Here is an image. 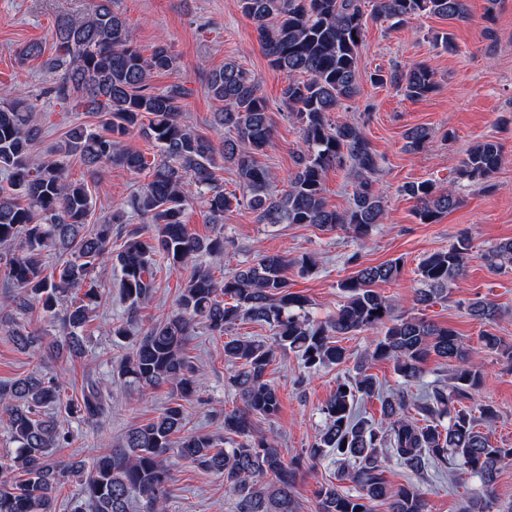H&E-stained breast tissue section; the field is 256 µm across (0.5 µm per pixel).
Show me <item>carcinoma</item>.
Instances as JSON below:
<instances>
[{
  "instance_id": "cac0c4a2",
  "label": "carcinoma",
  "mask_w": 512,
  "mask_h": 512,
  "mask_svg": "<svg viewBox=\"0 0 512 512\" xmlns=\"http://www.w3.org/2000/svg\"><path fill=\"white\" fill-rule=\"evenodd\" d=\"M370 3L371 15L393 26L424 15L469 19L468 0ZM239 7L252 20L270 66L286 75L282 100L302 132L288 189L281 192L257 160L273 139L269 104L258 79L234 60L205 74L208 94L224 103L213 113V126L224 130V138L215 141L187 124L184 85L173 83L159 91L150 87L151 76L175 69L177 57L165 43L144 56L129 22L112 9V0H99L86 17L58 19L54 52L45 60L48 70L58 75L51 89L55 98L96 113L103 132L74 126L66 133L60 158L33 167L30 151L42 138L35 108L16 89L0 85V172L10 184L8 190L0 189V243L16 244L6 263L0 305L22 316L40 305L62 332L55 351L77 357L85 351L83 331L102 298L99 268L111 267L126 304L125 317L105 332L127 339L133 336L141 305L154 293L158 262L172 268L191 265L177 308L136 337L119 374L141 392L168 385L184 398L193 396L202 382L185 346L195 326L202 324L226 337V384L240 398V406L224 412L221 441L186 431L177 403L149 422L131 426L121 446L99 455L89 468L82 460L54 457L78 433L47 410L62 405L70 418L89 427L110 412L112 392L88 378L81 397L65 401L62 382L42 374L0 385V419L7 418L14 445L0 455V512H55L56 493L73 483L77 492L71 497L72 512H129L134 500L142 502L144 512H166L176 460L222 478L235 512H295L296 466L285 462L275 435H256L252 429V418L272 420L280 410L278 392L266 379L268 366L277 351L294 353L303 369L301 383L305 374L348 359L339 337L374 330L380 335L322 406L325 425L307 452L312 461L335 459L336 480L352 483L354 491L321 486L318 512H373L376 500L389 502V512H428L415 485L387 483L384 472L391 462L414 475L429 469L475 475L484 499L470 500L462 512H492L497 474L502 464L512 461V447L491 442L497 417L493 405L475 410L468 406L485 375L472 360L467 339L422 316L396 314L397 304L374 288L399 276L402 259L366 265L359 253L351 254L348 263L355 271L338 283L343 303L325 321L309 316L308 298L291 291L285 275L290 264L303 275L311 272L316 260L309 254L291 260L263 254L220 280L211 268L197 263L204 254L224 252L223 233L200 238L188 229L186 210L197 198L205 202L212 224L224 223V213L245 203L260 224L344 228L359 240L387 214L377 151L360 125L330 119V113L359 92L364 0H239ZM372 80L397 87L411 100L423 99L436 88L434 70L423 63L379 71ZM134 132L157 148L153 159L123 144ZM405 139L407 150L419 151L429 145L431 133L417 126ZM69 158L86 167L89 180L69 178ZM220 161L235 170L242 196L218 183ZM502 162L499 144L485 140L467 151L457 174L484 185ZM105 166L146 170L150 176L138 193L113 208L106 223L90 226L86 219L93 194L88 182L99 184ZM334 166H348L354 176L352 206L345 211L329 207L324 196L323 176ZM403 192L413 199L422 224H434L461 205L453 189L439 191L431 181L408 183ZM135 215L145 225L127 231L120 248L112 250V226L127 224ZM51 251L61 261L46 276L44 257ZM470 251L471 238L463 234L447 249L426 255L416 269L421 287L414 292V304L428 307L447 300L451 286L466 274ZM482 259L492 270L512 264V238L490 247ZM467 309L482 323H493L498 316L496 304L483 299L469 302ZM239 321L269 325L271 340L229 335ZM10 338L21 350L42 349V337L22 325L11 330ZM433 354L454 362L451 384L435 386L416 399L400 389L383 395L376 378L367 373L366 362L386 361L408 384L420 379ZM375 396L382 399L384 417L378 424L358 410L359 401Z\"/></svg>"
}]
</instances>
